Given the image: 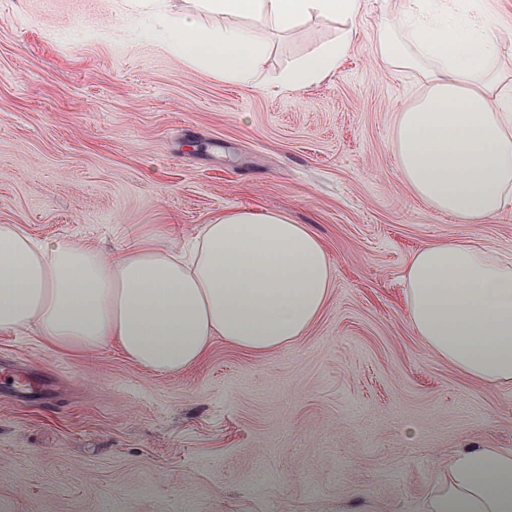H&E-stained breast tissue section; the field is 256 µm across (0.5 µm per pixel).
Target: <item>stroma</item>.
Wrapping results in <instances>:
<instances>
[{"label":"stroma","mask_w":512,"mask_h":512,"mask_svg":"<svg viewBox=\"0 0 512 512\" xmlns=\"http://www.w3.org/2000/svg\"><path fill=\"white\" fill-rule=\"evenodd\" d=\"M125 0H0V224L112 249L189 237L233 207L287 211L325 242L334 291L297 344L214 338L158 374L119 347L64 353L0 334V512H423L461 448H512V384L435 357L403 307L425 243L512 252V210L482 224L420 201L390 150L420 70H383L370 31L343 67L282 73L344 32L265 30L251 88L189 65Z\"/></svg>","instance_id":"obj_1"}]
</instances>
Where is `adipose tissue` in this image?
<instances>
[{"instance_id":"1","label":"adipose tissue","mask_w":512,"mask_h":512,"mask_svg":"<svg viewBox=\"0 0 512 512\" xmlns=\"http://www.w3.org/2000/svg\"><path fill=\"white\" fill-rule=\"evenodd\" d=\"M499 0H399L366 23L365 0H188L168 17L189 62L251 87L265 50L236 26L256 17L290 32L311 18L346 32L282 75L291 90L316 85L346 61L351 36L370 25L376 62L422 69L427 95L400 114L392 149L414 194L470 224L512 209V77L490 67L512 32ZM202 15L229 18L223 33ZM414 332L437 358L487 383H512V256L486 245H422L404 275ZM329 253L287 211L231 208L204 225L189 248L141 233L120 254L77 240L39 241L0 224V333L33 328L66 352L119 345L133 362L171 374L195 365L210 341L265 353L300 342L333 294ZM424 512H512V448H468L448 457Z\"/></svg>"}]
</instances>
